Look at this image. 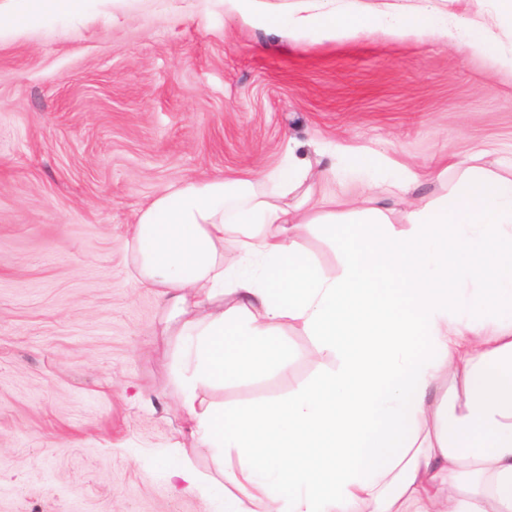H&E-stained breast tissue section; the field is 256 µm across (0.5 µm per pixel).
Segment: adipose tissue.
Masks as SVG:
<instances>
[{
	"instance_id": "1",
	"label": "adipose tissue",
	"mask_w": 512,
	"mask_h": 512,
	"mask_svg": "<svg viewBox=\"0 0 512 512\" xmlns=\"http://www.w3.org/2000/svg\"><path fill=\"white\" fill-rule=\"evenodd\" d=\"M242 23L295 38L336 40L384 29L490 50L483 25L452 29L418 7L348 0L295 7L223 0ZM95 0H7L11 21L40 25ZM311 174L289 154L266 181L188 179L143 208L130 228L134 272L169 306L182 409L197 453L230 488L224 512H512V175L461 170L442 200L404 205L412 181L379 178L355 215L309 221L288 204ZM403 231L386 230L391 203ZM340 224V272L305 252L310 223ZM297 323L335 359L315 381L251 406L206 401L209 389L288 371L280 340ZM456 379L464 402L440 413L433 395Z\"/></svg>"
}]
</instances>
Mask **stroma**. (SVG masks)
<instances>
[{"instance_id": "1", "label": "stroma", "mask_w": 512, "mask_h": 512, "mask_svg": "<svg viewBox=\"0 0 512 512\" xmlns=\"http://www.w3.org/2000/svg\"><path fill=\"white\" fill-rule=\"evenodd\" d=\"M449 23L492 22L490 53L366 33L282 39L222 0H102L90 16L0 40V512H224L172 476L196 454L180 408L168 310L133 276L139 211L186 179L256 177L286 145L423 171L445 196L478 159L512 173V16L498 0H392ZM371 172L313 185L309 216L356 208ZM288 377L209 391L214 403L285 396L332 366L282 328Z\"/></svg>"}]
</instances>
